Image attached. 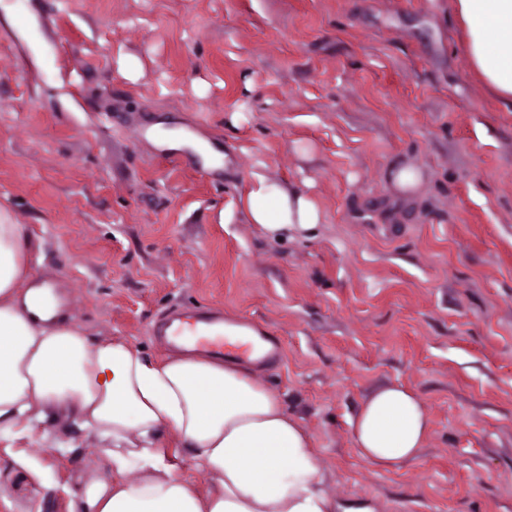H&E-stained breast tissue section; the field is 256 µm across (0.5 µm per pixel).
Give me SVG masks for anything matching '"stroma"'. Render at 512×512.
<instances>
[{"instance_id":"obj_1","label":"stroma","mask_w":512,"mask_h":512,"mask_svg":"<svg viewBox=\"0 0 512 512\" xmlns=\"http://www.w3.org/2000/svg\"><path fill=\"white\" fill-rule=\"evenodd\" d=\"M0 11V208L75 323L154 360L169 310L223 309L280 338L259 372L314 436L325 488L374 512H512V103L472 71L449 0H28ZM218 145L220 168L150 138ZM423 168L407 206L389 164ZM323 219L249 223L253 173ZM431 426L364 460L350 422L390 384ZM0 445V512H70L111 471L93 437Z\"/></svg>"}]
</instances>
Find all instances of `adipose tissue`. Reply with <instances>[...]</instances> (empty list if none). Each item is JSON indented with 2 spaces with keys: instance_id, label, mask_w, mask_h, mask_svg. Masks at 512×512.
Listing matches in <instances>:
<instances>
[{
  "instance_id": "1",
  "label": "adipose tissue",
  "mask_w": 512,
  "mask_h": 512,
  "mask_svg": "<svg viewBox=\"0 0 512 512\" xmlns=\"http://www.w3.org/2000/svg\"><path fill=\"white\" fill-rule=\"evenodd\" d=\"M453 12L473 72L512 101V0H453ZM155 142L222 164L208 140L180 128L157 127ZM243 206L278 240L322 222L305 191L262 175ZM30 252L26 225L0 209V441L32 437L49 420L96 438L115 478L85 489L86 512H374L368 500L326 493L313 436L248 364L191 352L159 362L130 342L93 339L51 288L28 287ZM429 425L400 384L373 393L352 422L360 456L385 469L413 459ZM169 434L210 479L208 493L179 474L162 444Z\"/></svg>"
}]
</instances>
